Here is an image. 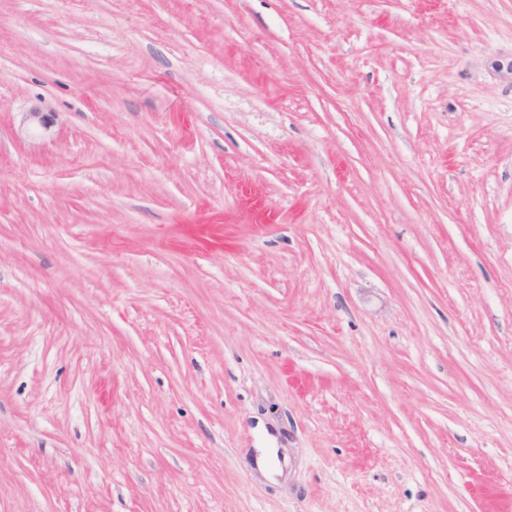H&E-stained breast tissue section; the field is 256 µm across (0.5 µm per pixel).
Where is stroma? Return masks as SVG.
I'll list each match as a JSON object with an SVG mask.
<instances>
[{
  "mask_svg": "<svg viewBox=\"0 0 512 512\" xmlns=\"http://www.w3.org/2000/svg\"><path fill=\"white\" fill-rule=\"evenodd\" d=\"M0 512H512V0H0Z\"/></svg>",
  "mask_w": 512,
  "mask_h": 512,
  "instance_id": "35a3bbf8",
  "label": "stroma"
}]
</instances>
